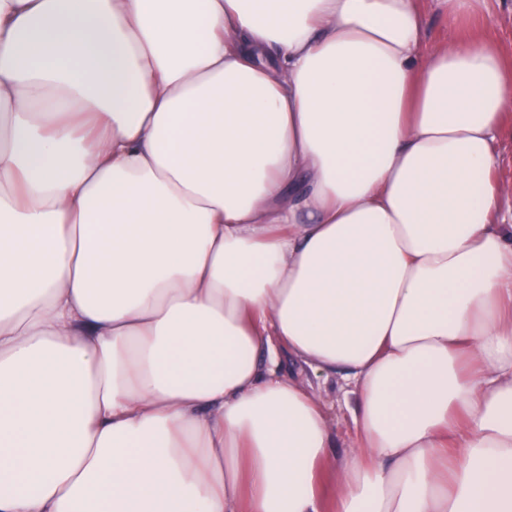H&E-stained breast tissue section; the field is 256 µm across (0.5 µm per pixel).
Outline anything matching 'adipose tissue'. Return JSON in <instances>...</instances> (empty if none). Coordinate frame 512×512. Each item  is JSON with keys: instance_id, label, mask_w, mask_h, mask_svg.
<instances>
[{"instance_id": "adipose-tissue-1", "label": "adipose tissue", "mask_w": 512, "mask_h": 512, "mask_svg": "<svg viewBox=\"0 0 512 512\" xmlns=\"http://www.w3.org/2000/svg\"><path fill=\"white\" fill-rule=\"evenodd\" d=\"M426 41L421 0H0V512H512V70ZM501 167L499 177L505 189L506 207L512 205V121L508 122L500 140ZM295 379L307 387L316 397L327 406L331 425L336 429V455L341 456L354 446L350 413L344 402L341 383L336 377L316 374L312 369L292 372Z\"/></svg>"}]
</instances>
